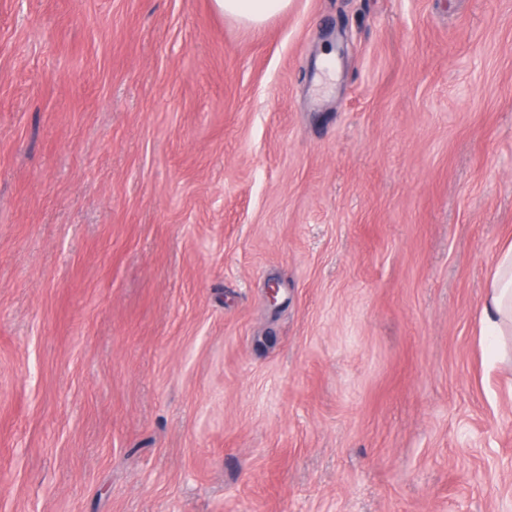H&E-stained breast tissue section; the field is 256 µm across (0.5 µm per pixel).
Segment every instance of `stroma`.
<instances>
[{
	"label": "stroma",
	"instance_id": "stroma-1",
	"mask_svg": "<svg viewBox=\"0 0 512 512\" xmlns=\"http://www.w3.org/2000/svg\"><path fill=\"white\" fill-rule=\"evenodd\" d=\"M510 242L512 0H0V512H512ZM289 0H213L214 9L254 27L265 24L272 17L287 12ZM488 297L479 326L487 360L496 365L512 359V243L496 256L488 271Z\"/></svg>",
	"mask_w": 512,
	"mask_h": 512
}]
</instances>
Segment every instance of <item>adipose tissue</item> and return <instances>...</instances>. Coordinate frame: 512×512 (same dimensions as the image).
I'll list each match as a JSON object with an SVG mask.
<instances>
[{
    "instance_id": "1",
    "label": "adipose tissue",
    "mask_w": 512,
    "mask_h": 512,
    "mask_svg": "<svg viewBox=\"0 0 512 512\" xmlns=\"http://www.w3.org/2000/svg\"><path fill=\"white\" fill-rule=\"evenodd\" d=\"M215 10L259 27L287 12L289 0H213ZM488 297L479 326L491 364L512 359V244L500 251L488 271Z\"/></svg>"
}]
</instances>
